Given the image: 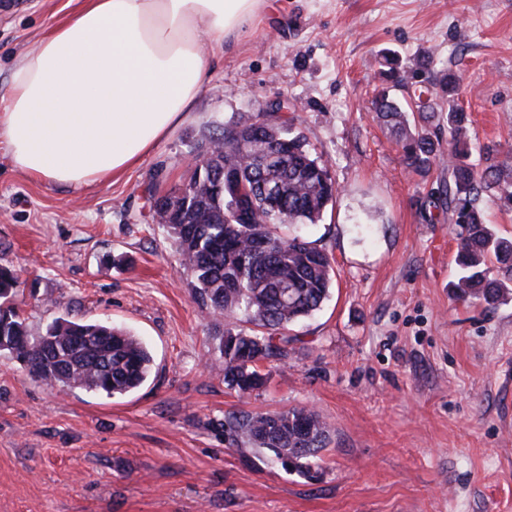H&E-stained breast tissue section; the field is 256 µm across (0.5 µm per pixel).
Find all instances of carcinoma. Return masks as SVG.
<instances>
[{
  "label": "carcinoma",
  "instance_id": "cac0c4a2",
  "mask_svg": "<svg viewBox=\"0 0 512 512\" xmlns=\"http://www.w3.org/2000/svg\"><path fill=\"white\" fill-rule=\"evenodd\" d=\"M383 59L389 85L374 94L372 105L391 129L406 165L426 174L434 165L448 163V184L437 203L448 208L462 228L454 258L458 277L451 284L455 296L487 306L511 301L512 237L490 228L481 202L484 193L492 191L501 206L512 207V174L493 165L479 170L470 162L469 119L454 105V73L441 76L448 112L437 116L427 91H419L411 102L394 94L408 75L430 68L433 57L424 56L409 69L395 53ZM418 117L437 119L438 129L448 127V147L429 127L417 123ZM217 142L224 145L222 157L210 151ZM270 144L282 155L272 164L266 157ZM197 157L205 166L194 169L176 200L165 196L174 205L166 226L174 235L180 265L194 274L200 307L230 320L219 346L224 382L239 396H250L264 384L258 363L288 356L290 338L281 336L276 345L275 332L320 309L334 275L325 249L301 235L282 237L276 229L320 221L337 188L306 138L277 112L225 124ZM226 169L235 173V183L224 182ZM259 240L266 247H257ZM17 284L16 272L0 266V351L34 363V378L108 397L125 395L145 382L152 369L151 353L140 338L108 321L59 318L43 335H29L25 319L10 304ZM238 318L257 331L236 330ZM225 427L231 445H250L283 470L307 478L318 470L329 439L327 424L305 408L232 414Z\"/></svg>",
  "mask_w": 512,
  "mask_h": 512
}]
</instances>
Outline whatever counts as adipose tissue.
I'll return each instance as SVG.
<instances>
[{"mask_svg": "<svg viewBox=\"0 0 512 512\" xmlns=\"http://www.w3.org/2000/svg\"><path fill=\"white\" fill-rule=\"evenodd\" d=\"M265 0H84L1 96L14 167L80 187L134 167L199 102L211 55Z\"/></svg>", "mask_w": 512, "mask_h": 512, "instance_id": "ef3b65f1", "label": "adipose tissue"}]
</instances>
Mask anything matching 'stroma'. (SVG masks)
<instances>
[{
	"label": "stroma",
	"instance_id": "stroma-1",
	"mask_svg": "<svg viewBox=\"0 0 512 512\" xmlns=\"http://www.w3.org/2000/svg\"><path fill=\"white\" fill-rule=\"evenodd\" d=\"M276 2L212 61L194 112L120 177L64 188L23 175L0 146V266L18 274L29 334L106 320L153 357L142 386L107 397L48 386L0 352V512H512V301L452 295L459 228L431 205L448 169H408L371 106L385 51L433 53L406 93L456 102L478 168L512 170V0ZM80 6L0 0V88ZM277 101L339 189L304 229L335 276L242 398L217 363L226 321L200 309L149 195L177 193L195 147ZM292 408L330 429L312 479L225 432L229 414Z\"/></svg>",
	"mask_w": 512,
	"mask_h": 512
}]
</instances>
